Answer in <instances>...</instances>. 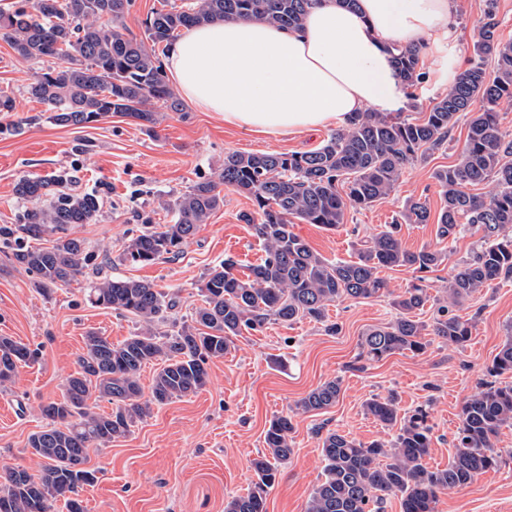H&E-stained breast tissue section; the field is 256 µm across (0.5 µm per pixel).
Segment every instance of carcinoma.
<instances>
[{"label":"carcinoma","instance_id":"1","mask_svg":"<svg viewBox=\"0 0 512 512\" xmlns=\"http://www.w3.org/2000/svg\"><path fill=\"white\" fill-rule=\"evenodd\" d=\"M315 0H183L156 10L144 22V36L123 32L122 19L133 0H14L0 9V39L23 60L44 63L26 87L30 98L46 106L58 126L87 127L113 115L151 133L158 123L150 105L185 111L170 87L158 51L193 26L224 19L272 22L299 27ZM479 25L467 66L448 92L437 99L421 123L379 112H360L310 151L241 153L224 156L218 180L195 183L164 203L172 222L159 227L139 217L141 228L125 244L121 263L144 266L179 253L201 224L224 206L220 187L253 203L242 215L262 242L265 253L249 273H238L231 257L209 269L199 292L202 305L191 322L169 321L176 296L156 284L129 278L95 276L87 299L95 307L135 316L139 328L114 344L96 332L84 337L78 370L66 381L62 398L40 407L47 424L30 435L31 454L44 462L39 474L12 467L0 472V512H53L64 500L68 512H85L80 492L95 482L84 467L88 450L105 448L127 437L153 408L203 390L209 364L234 346L242 331H256L269 321L322 322L327 307L339 300L367 299L384 288L382 269L408 267L417 283L394 302L395 317L368 329L361 355L379 362L396 353L425 352L426 336L463 346L470 339L469 320L452 313L474 294L512 275V139L500 130L498 107L512 104V41L498 35V0H479ZM107 18L111 25L98 23ZM395 64L410 96L424 80L421 51L402 49ZM493 66H488V63ZM481 99L483 109L471 105ZM468 133L456 163L433 177L443 191L436 219L438 240L453 241L465 228L482 236L469 257L456 263L444 289V304L428 326L415 319L429 299L423 274L444 263L441 248L409 251L391 224L361 242L355 261L332 262L293 231L295 222L336 228L347 207L363 209L387 196L406 165L442 149L460 119ZM494 180L497 189L482 196L470 187ZM65 174L21 177L13 188L21 202H34L15 224L0 225V249L33 275L37 290L50 294L102 266L99 255L72 229L91 224L100 214L110 184L70 193ZM409 224H427L430 210L409 200L401 214ZM37 360V352L9 336H0V386ZM155 366L149 394L140 384L142 370ZM512 373V336L495 355L489 375ZM341 380L326 381L297 404L304 412L336 404ZM105 401L111 411H96ZM366 413L395 429L392 439L358 442L335 430L320 436L324 480L314 489L307 512H372L387 495L400 497L402 512H434L438 495L465 488L476 475L498 463L494 438L512 423V383L480 382L461 409L454 453L448 467L432 469L425 459L432 444L426 412L399 416L395 398H372ZM292 418L276 416L264 433L266 453L251 461L254 479L247 493L228 499L224 512H267V490L278 467L288 461Z\"/></svg>","mask_w":512,"mask_h":512}]
</instances>
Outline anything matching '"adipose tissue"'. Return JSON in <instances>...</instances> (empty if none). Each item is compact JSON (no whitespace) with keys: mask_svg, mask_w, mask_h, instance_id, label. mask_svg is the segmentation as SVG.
I'll return each instance as SVG.
<instances>
[{"mask_svg":"<svg viewBox=\"0 0 512 512\" xmlns=\"http://www.w3.org/2000/svg\"><path fill=\"white\" fill-rule=\"evenodd\" d=\"M455 0H316L303 25L227 19L185 30L166 69L176 92L225 123L270 135L345 125L358 112L384 114L410 102L394 66L397 50L433 47L436 81L460 72Z\"/></svg>","mask_w":512,"mask_h":512,"instance_id":"obj_1","label":"adipose tissue"}]
</instances>
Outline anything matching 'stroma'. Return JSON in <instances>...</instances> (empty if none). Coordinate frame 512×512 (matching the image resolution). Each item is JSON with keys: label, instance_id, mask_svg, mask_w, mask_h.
<instances>
[{"label": "stroma", "instance_id": "stroma-1", "mask_svg": "<svg viewBox=\"0 0 512 512\" xmlns=\"http://www.w3.org/2000/svg\"><path fill=\"white\" fill-rule=\"evenodd\" d=\"M39 63L17 57L0 40V91L16 100L12 121L18 133L0 134V224L14 223L22 206L13 194L23 176H45L68 169L73 193L111 183L112 193L97 223L76 226L75 236L91 250L113 257L112 276L149 280L174 293L176 321L189 320L200 306L198 288L207 270L233 257L240 273L258 263L263 246L242 218L252 211L249 199L225 190L224 205L178 255L156 264L130 267L118 263L125 243L138 228L136 213L153 223L171 220L163 201L176 198L198 181L216 179L229 152H283L313 149L328 129L309 134L269 135L232 126L211 112L186 106L159 110L154 132L115 116L90 128L62 127L48 120L43 104L25 92ZM468 132L466 120L452 129L445 149L408 165L391 193L365 209H347L343 224L328 230L298 223L294 231L324 258L353 261L360 241L398 218L408 199L425 200L432 212L442 206L435 169L454 164ZM90 142L89 151L76 144ZM403 246L411 251L442 245L449 259L428 273L429 300L417 319L432 323L443 302L442 289L454 261L467 256L476 237L462 233L455 241L438 242L435 224H399ZM385 287L377 295L343 300L327 308V320L302 319L292 324L268 322L237 337L230 352L211 362L210 382L197 394L155 407L132 433L105 448L88 452V468L97 472L81 498L86 512H224V503L246 493L252 459L264 450V431L271 419L290 415L293 453L280 465L266 501L267 512H307L322 478L319 431L335 430L357 441L388 440L383 428L364 411L366 400L395 396L401 412L424 407L432 427L428 464L447 467L463 403L474 395L495 355L512 335V277L456 307L470 319L472 335L454 347L431 338L425 353L395 354L360 364V339L369 329L391 321L394 300L415 281L412 269L381 270ZM86 282L78 280L42 296L32 277L0 252V336L28 344L38 360L21 368L8 387L0 388V468L22 467L39 473L42 462L31 455L29 436L45 424L42 404L61 399L87 332L96 331L119 343L138 328L136 320L85 300ZM336 332H328V325ZM340 378L336 404L305 413L298 402L326 380ZM500 453L493 469L478 474L465 488L440 494L435 512H512V425L495 441Z\"/></svg>", "mask_w": 512, "mask_h": 512}]
</instances>
